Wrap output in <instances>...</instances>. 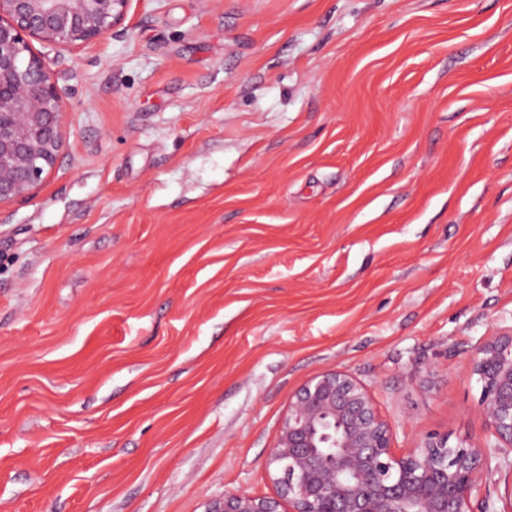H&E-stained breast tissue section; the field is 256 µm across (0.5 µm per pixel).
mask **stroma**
I'll return each instance as SVG.
<instances>
[{
	"mask_svg": "<svg viewBox=\"0 0 512 512\" xmlns=\"http://www.w3.org/2000/svg\"><path fill=\"white\" fill-rule=\"evenodd\" d=\"M65 146L0 208V512L276 493L344 372L411 449L486 432L512 327V0H132L47 46Z\"/></svg>",
	"mask_w": 512,
	"mask_h": 512,
	"instance_id": "1",
	"label": "stroma"
}]
</instances>
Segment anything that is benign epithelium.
<instances>
[{
    "label": "benign epithelium",
    "instance_id": "obj_1",
    "mask_svg": "<svg viewBox=\"0 0 512 512\" xmlns=\"http://www.w3.org/2000/svg\"><path fill=\"white\" fill-rule=\"evenodd\" d=\"M130 2L0 0V207L33 195L64 145L60 95L31 40H99ZM470 375L490 434L456 446L427 434L400 455L361 383L316 376L295 394L271 450L276 496L229 493L209 512H491L484 473L494 459L512 470V329L473 346Z\"/></svg>",
    "mask_w": 512,
    "mask_h": 512
}]
</instances>
